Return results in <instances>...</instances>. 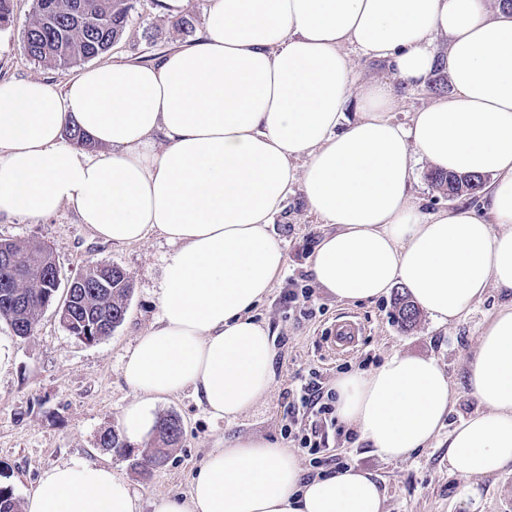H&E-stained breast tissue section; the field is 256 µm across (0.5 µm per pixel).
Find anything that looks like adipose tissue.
Here are the masks:
<instances>
[{"label":"adipose tissue","instance_id":"ef3b65f1","mask_svg":"<svg viewBox=\"0 0 512 512\" xmlns=\"http://www.w3.org/2000/svg\"><path fill=\"white\" fill-rule=\"evenodd\" d=\"M447 41L439 47L437 38ZM383 59L398 80L358 81L350 52ZM449 96L395 121L398 86L437 69ZM76 123L95 154L64 143ZM425 162L492 175L482 210L423 211ZM300 189L330 232L309 259L318 287L368 301L394 286L438 324L463 317L487 288L512 290V13L488 0H211L201 37L149 65L81 71L57 92L0 83V215L39 219L61 207L105 241L149 233L175 245L160 314L123 364L136 398L124 438L154 427V404L184 388L217 418L251 408L274 377V349L253 308L285 263L271 232ZM482 410L448 437L463 477L512 464V304L485 325L465 376ZM340 424L385 460L428 447L450 413L446 372L393 353L368 374L338 377ZM366 471L303 478L288 449L257 438L213 449L188 500L155 512H384ZM111 467L46 470L25 512H137Z\"/></svg>","mask_w":512,"mask_h":512}]
</instances>
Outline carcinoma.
<instances>
[{
	"mask_svg": "<svg viewBox=\"0 0 512 512\" xmlns=\"http://www.w3.org/2000/svg\"><path fill=\"white\" fill-rule=\"evenodd\" d=\"M131 10L129 0H36L34 18L24 35L26 53L35 61L51 63L61 70L98 58L121 38L130 22ZM66 134L78 147H93L88 135L75 124L66 128ZM429 179L450 200L463 195L476 197L486 184L483 175L443 171L430 172ZM4 251L8 260L0 263V279L6 277L13 284L0 288V319L8 322L15 336L26 339L34 334L44 298L51 294L54 275L60 270L46 265V258L53 253L40 241L1 240L0 252ZM101 279L109 280V287L99 288ZM67 283L71 285L73 313L62 322V327L69 335L96 342L110 336L123 323L132 286L122 268L96 263ZM396 305L401 324L413 326L417 319L414 304L401 295L396 298ZM181 433V422L175 416L157 422L153 448L138 462L142 473L149 475L166 463L168 450L178 443ZM99 442L103 448L118 451L127 447L122 434L115 429L105 430ZM0 512H19L18 500L9 486H0Z\"/></svg>",
	"mask_w": 512,
	"mask_h": 512,
	"instance_id": "cac0c4a2",
	"label": "carcinoma"
}]
</instances>
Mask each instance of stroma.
<instances>
[{
  "mask_svg": "<svg viewBox=\"0 0 512 512\" xmlns=\"http://www.w3.org/2000/svg\"><path fill=\"white\" fill-rule=\"evenodd\" d=\"M34 11L35 0H12L13 22L0 28V83L36 78L63 90L66 81L78 74V67L63 71L32 61L26 54L24 32ZM131 19L122 38L96 58V65L138 63L143 57L158 58L195 41L194 36L173 28V17L163 11L160 0H133ZM452 90L447 73L440 70L425 87L402 89L397 121L408 122L412 112ZM273 229L286 263L269 296L253 311L256 320L268 325L274 340L271 386L252 408L231 421L214 418L191 388L163 398L157 404V417L177 415L183 435L166 465L145 476L135 466L143 446L120 454L100 448L99 437L105 429L121 428L122 411L134 397L122 365L138 336L157 319L161 271L174 245L156 234L130 245L103 241L69 206L38 221L1 215L0 240L44 242L62 277L106 262L127 273L132 291L123 323L95 343L68 335L50 309L44 310L34 334L26 339L15 337L7 322L0 321V337L13 347L10 366L0 371V485L11 487L22 502L53 466L74 461L107 464L129 482L140 512H154L158 498L188 497L211 449L223 447L228 439L259 437L289 447L307 477L330 475L345 465L372 473L384 492V512H512L511 467L494 476L470 479L448 470L449 433L480 409L465 384L478 337L495 311L512 302V296L491 288L459 321L440 326L423 312L410 330L401 328L391 293L350 304L317 288L309 312L292 311L284 301L288 279L307 273L311 253L327 227L296 191L284 202ZM343 316L362 321L366 334L354 352L334 355L325 342L326 331ZM395 352L435 358L455 384L452 411L429 447L405 460L386 461L359 438L330 434L326 450L317 454L286 441L283 428L292 401L289 391L298 377L317 372L323 388L329 390L342 371H370ZM474 489L479 492L475 498L470 495Z\"/></svg>",
  "mask_w": 512,
  "mask_h": 512,
  "instance_id": "stroma-1",
  "label": "stroma"
}]
</instances>
